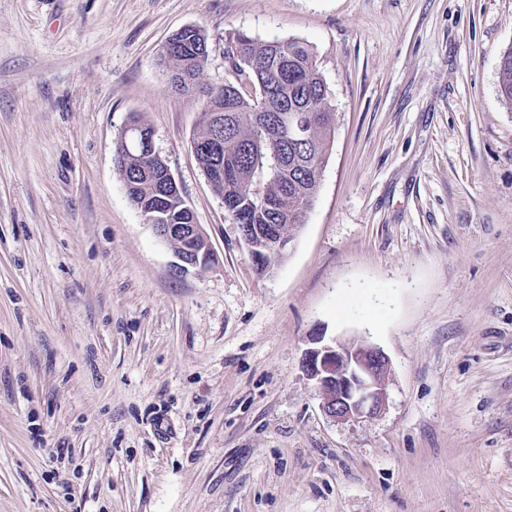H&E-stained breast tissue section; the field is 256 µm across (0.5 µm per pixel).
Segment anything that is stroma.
Instances as JSON below:
<instances>
[{"mask_svg": "<svg viewBox=\"0 0 512 512\" xmlns=\"http://www.w3.org/2000/svg\"><path fill=\"white\" fill-rule=\"evenodd\" d=\"M312 45L337 114L287 259L259 275L190 147L160 49ZM512 0H0V512H512ZM155 132L213 263L113 164ZM390 360L333 421L312 336ZM498 89L503 101L512 106V48L503 51L499 61ZM164 210L145 213L146 219L152 224L156 235L162 240H178L181 242L180 251L177 252V261L173 264V273L177 276L187 274L190 269L207 266L214 258L208 237L199 224H190L187 216L178 212L171 213L175 223L165 222Z\"/></svg>", "mask_w": 512, "mask_h": 512, "instance_id": "obj_1", "label": "stroma"}]
</instances>
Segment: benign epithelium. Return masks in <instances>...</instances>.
<instances>
[{"mask_svg":"<svg viewBox=\"0 0 512 512\" xmlns=\"http://www.w3.org/2000/svg\"><path fill=\"white\" fill-rule=\"evenodd\" d=\"M285 127L296 138L304 131L302 120L286 109L276 119L277 130ZM146 219L159 238L181 242L172 267L175 275L182 276L213 260L208 237L200 225L167 224L162 210L146 214ZM315 343L305 352L302 368L314 381L324 415L332 420L357 422L380 413L385 405L390 371V361L383 349L359 341L325 343L321 336L315 338Z\"/></svg>","mask_w":512,"mask_h":512,"instance_id":"obj_1","label":"benign epithelium"}]
</instances>
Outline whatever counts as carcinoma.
Returning a JSON list of instances; mask_svg holds the SVG:
<instances>
[{
  "label": "carcinoma",
  "instance_id": "carcinoma-1",
  "mask_svg": "<svg viewBox=\"0 0 512 512\" xmlns=\"http://www.w3.org/2000/svg\"><path fill=\"white\" fill-rule=\"evenodd\" d=\"M226 57L240 80L233 91L207 93L192 138L198 163L224 209L237 224H248L263 244L286 237L290 242L313 206L319 178L332 150L336 112L309 43L301 38L259 41L245 31L228 36ZM209 57L205 34L188 26L170 38L164 50L172 66V85L189 93ZM498 89L512 105V48L501 54ZM306 115L302 141H285L268 125L283 108ZM117 140L114 161L127 184L131 204L152 210L167 195L163 186L167 161L123 150ZM224 164V175L217 165Z\"/></svg>",
  "mask_w": 512,
  "mask_h": 512
}]
</instances>
